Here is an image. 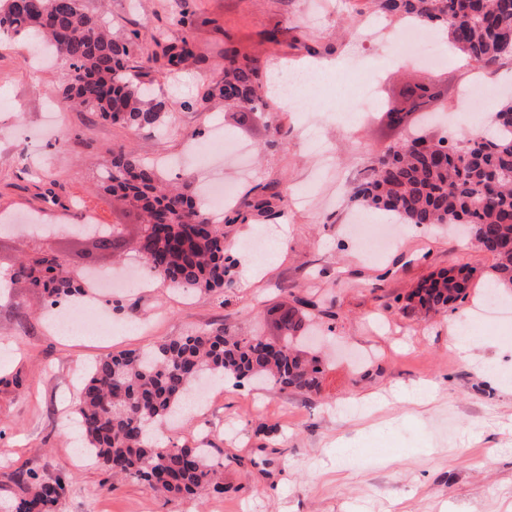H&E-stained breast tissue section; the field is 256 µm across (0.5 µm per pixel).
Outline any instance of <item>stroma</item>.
Instances as JSON below:
<instances>
[{
  "instance_id": "stroma-1",
  "label": "stroma",
  "mask_w": 512,
  "mask_h": 512,
  "mask_svg": "<svg viewBox=\"0 0 512 512\" xmlns=\"http://www.w3.org/2000/svg\"><path fill=\"white\" fill-rule=\"evenodd\" d=\"M85 3L107 16L113 34L130 40L132 53L154 50L152 36L160 31L170 43L189 38L195 56L176 74L160 63L148 76L167 105L168 122L149 132L65 104L62 64L33 70V38L0 39V213L43 214L61 228L51 238L24 229L0 234V273L39 249L53 251L75 275L90 262L99 270L119 268L131 248L102 252L73 230L89 215L99 224L124 225L129 240L139 231L135 210L99 188L102 161L120 145L147 160L180 155L184 138L205 139L212 123L259 152L237 206L286 188L340 194L314 211L274 201L271 214L251 210L246 223L228 227L235 261L230 292L184 300L154 287L103 297L99 306L113 322L105 341L58 335L26 283L0 293V512H8L16 493L10 475L22 466L66 479L62 512H512V321L471 333L485 356L501 361L497 388L453 342L459 318L484 301L483 283L456 313L429 320L404 313L397 301L432 272L452 264L485 271L491 257L447 228L409 224L390 249L367 259L347 230L353 187L404 137L380 122L379 108L364 116L355 110L369 54L380 57L379 94L397 95L418 75L438 82L443 97L436 108L447 113L448 125L434 128L437 137L477 129L491 134V112L512 91V61L483 70L481 94L463 105L459 94L474 65L450 59L439 28L427 32L435 65L382 58L369 21L393 31L405 21L378 12L375 0ZM228 47L241 61L257 63L265 86L283 61L336 68L310 87L301 111L283 109L267 92L266 117L243 121L222 99H201L221 79ZM48 101L60 106L65 145L35 138ZM312 122L334 152L326 170L307 141ZM299 297L329 308L314 318L325 338L320 394L227 383L165 434L178 444L200 443L223 460V497L163 499L144 486L113 481L93 462L74 467L80 440L71 406L85 364L223 325L275 341L278 310ZM116 301L122 311H113ZM423 385L432 396L413 405L410 398ZM345 447L351 455L337 459Z\"/></svg>"
}]
</instances>
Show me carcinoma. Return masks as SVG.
<instances>
[{
    "label": "carcinoma",
    "instance_id": "obj_1",
    "mask_svg": "<svg viewBox=\"0 0 512 512\" xmlns=\"http://www.w3.org/2000/svg\"><path fill=\"white\" fill-rule=\"evenodd\" d=\"M387 15L410 17L443 27L449 42L465 58L490 67L512 58V0H377ZM29 36L53 49L66 65L62 94L89 112L136 130L164 125V101L143 81L156 53L130 57L129 41L116 38L106 20L84 0H0V32ZM175 72L194 56L186 39L164 47ZM223 77L207 87L203 99H224L228 108H248L265 115L258 66L239 61L235 49L224 50ZM434 93L418 85L384 107L390 124L407 122L410 108ZM416 136L388 148L369 179L353 191L350 202L385 212L401 224H464L493 259L489 271L450 266L422 278L404 296L402 310L427 319L454 312L469 295L474 280L487 288H512V102L496 112L488 136L440 137L426 147ZM101 188L121 197L143 218L134 241L144 263L164 286L190 293L222 294L233 288L231 244L226 228L245 216L225 212L210 222L200 195L168 189L160 182L159 164L123 147L102 163ZM99 250L112 252L124 243V225L114 224L94 236ZM10 282L24 281L52 307L87 296V289L53 254H37L12 266ZM283 313L286 330L278 345L260 336H243L227 327L198 331L156 347L109 354L87 371L73 415L83 448L104 469L141 484L158 496L200 498L224 495L220 468L212 449L169 444L159 437L177 418L195 384L257 381L282 392L317 394L321 359L299 347L309 325L299 308H317L308 299ZM17 488L11 512H61L65 483L20 467L12 475Z\"/></svg>",
    "mask_w": 512,
    "mask_h": 512
}]
</instances>
